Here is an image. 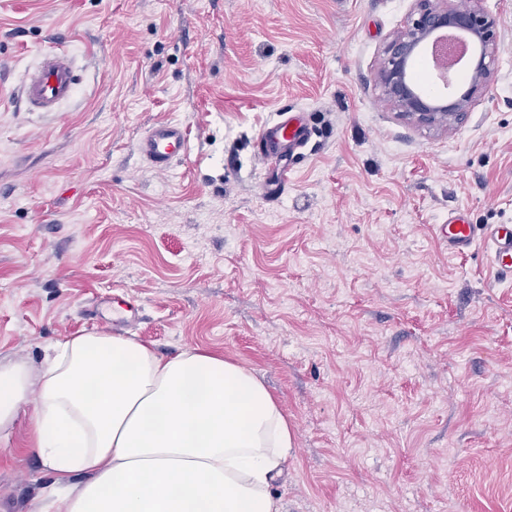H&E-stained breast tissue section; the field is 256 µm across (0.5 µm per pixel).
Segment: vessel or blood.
<instances>
[{"mask_svg": "<svg viewBox=\"0 0 512 512\" xmlns=\"http://www.w3.org/2000/svg\"><path fill=\"white\" fill-rule=\"evenodd\" d=\"M77 76L69 56L63 52L44 55L38 68L27 78L23 88L25 99L32 110L55 111L70 100L76 91ZM311 131L303 120L288 112L279 113L257 136V153L264 163L275 169L279 187L288 184V172L278 166L286 152L303 147ZM138 154L158 168L169 167L181 159L188 150L186 128L175 120L154 124L136 144ZM475 225L469 224L464 213L451 215L442 225V240L449 250L463 253L470 249ZM483 231L490 243L493 259L498 270L512 276V224H491Z\"/></svg>", "mask_w": 512, "mask_h": 512, "instance_id": "1", "label": "vessel or blood"}]
</instances>
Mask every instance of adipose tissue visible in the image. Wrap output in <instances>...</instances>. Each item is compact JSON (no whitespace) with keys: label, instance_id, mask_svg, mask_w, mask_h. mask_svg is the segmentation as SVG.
Here are the masks:
<instances>
[{"label":"adipose tissue","instance_id":"ef3b65f1","mask_svg":"<svg viewBox=\"0 0 512 512\" xmlns=\"http://www.w3.org/2000/svg\"><path fill=\"white\" fill-rule=\"evenodd\" d=\"M25 414L54 477L38 512H281L271 485L292 446L288 422L223 356L67 336L41 367L0 360V434Z\"/></svg>","mask_w":512,"mask_h":512}]
</instances>
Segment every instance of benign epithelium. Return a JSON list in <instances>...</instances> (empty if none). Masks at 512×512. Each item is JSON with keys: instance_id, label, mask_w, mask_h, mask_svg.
Segmentation results:
<instances>
[{"instance_id": "7a95c632", "label": "benign epithelium", "mask_w": 512, "mask_h": 512, "mask_svg": "<svg viewBox=\"0 0 512 512\" xmlns=\"http://www.w3.org/2000/svg\"><path fill=\"white\" fill-rule=\"evenodd\" d=\"M471 0L459 10L451 0H416L406 26L388 42L374 81L385 102L420 126L450 129L473 111L496 71L497 19ZM455 32L479 47L471 55L468 88L460 95L438 98L412 82L409 67L436 36Z\"/></svg>"}]
</instances>
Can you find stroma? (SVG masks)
I'll use <instances>...</instances> for the list:
<instances>
[{"label": "stroma", "mask_w": 512, "mask_h": 512, "mask_svg": "<svg viewBox=\"0 0 512 512\" xmlns=\"http://www.w3.org/2000/svg\"><path fill=\"white\" fill-rule=\"evenodd\" d=\"M414 0H0V360L41 364L113 295L126 333L255 373L293 447L282 512H512V278L451 212L512 224V0L496 73L451 130L389 108L374 75ZM78 91L20 94L47 53ZM303 111L279 196L256 138ZM183 122L170 168L140 157ZM20 420L0 435V512L51 473ZM138 154L158 168H168L188 150L186 128L175 120L154 124L136 144ZM476 226L469 224L466 215L459 211L448 217V224L442 225V241L448 245L449 250L464 253L474 242Z\"/></svg>", "instance_id": "stroma-1"}]
</instances>
